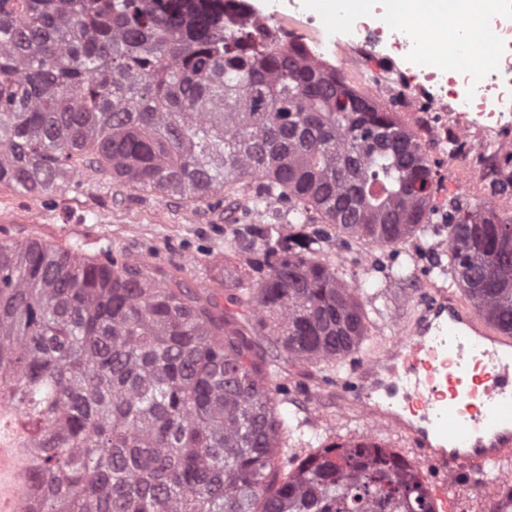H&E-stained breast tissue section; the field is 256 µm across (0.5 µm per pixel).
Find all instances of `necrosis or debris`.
Masks as SVG:
<instances>
[{
    "label": "necrosis or debris",
    "mask_w": 512,
    "mask_h": 512,
    "mask_svg": "<svg viewBox=\"0 0 512 512\" xmlns=\"http://www.w3.org/2000/svg\"><path fill=\"white\" fill-rule=\"evenodd\" d=\"M341 0H264L247 4L246 13L263 26L284 17L300 18L312 32L306 45L310 56L327 61L337 47L364 48L372 62L394 59L402 80H390V88L407 96L413 111H426L428 140L448 161L479 168L486 158L512 151V0H503L490 18L476 17L470 0H448L446 45L451 69L421 65L412 72L406 60L423 39L432 38L431 27L410 29L400 24L389 29L372 28L366 22L332 17L343 15ZM457 86L455 104H448L449 86Z\"/></svg>",
    "instance_id": "obj_1"
}]
</instances>
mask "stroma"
Listing matches in <instances>:
<instances>
[{
  "label": "stroma",
  "instance_id": "1",
  "mask_svg": "<svg viewBox=\"0 0 512 512\" xmlns=\"http://www.w3.org/2000/svg\"><path fill=\"white\" fill-rule=\"evenodd\" d=\"M335 66L357 91L395 111L402 123L424 135L421 118L372 91L368 63L341 48ZM251 197L246 189L232 196L217 195L210 206L199 207L176 196L162 198L119 186L110 173L84 167L65 189L50 195L32 197L0 188V240L38 239L80 249L91 257L104 248L121 251L147 260L161 278L220 301L225 269L243 275L249 271L243 252L225 249V235L261 222H288L285 204H274L259 215L252 209ZM421 281L422 272L416 268L407 280L368 289L362 302L370 325V350L358 353L356 364L391 349L411 315ZM354 379L350 371L326 378L314 367L293 366L287 372L288 392L281 409L301 422L304 437L313 447L366 439L401 455L425 481H432L434 470L409 435L388 419L370 416L369 395L351 393Z\"/></svg>",
  "mask_w": 512,
  "mask_h": 512
}]
</instances>
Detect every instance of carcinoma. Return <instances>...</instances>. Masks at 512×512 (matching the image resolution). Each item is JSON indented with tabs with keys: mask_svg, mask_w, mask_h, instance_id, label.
Listing matches in <instances>:
<instances>
[{
	"mask_svg": "<svg viewBox=\"0 0 512 512\" xmlns=\"http://www.w3.org/2000/svg\"><path fill=\"white\" fill-rule=\"evenodd\" d=\"M87 163L206 205L256 181L253 208L288 201L293 232L249 230L263 248L252 275L224 272L223 309L109 249L0 241V410L24 424L25 512H435L370 441L282 472L297 426L252 337L346 371L383 280L321 261L304 228L430 248L441 222L448 286L512 336V215L441 212L414 132L242 0H0V186L47 195Z\"/></svg>",
	"mask_w": 512,
	"mask_h": 512,
	"instance_id": "cac0c4a2",
	"label": "carcinoma"
}]
</instances>
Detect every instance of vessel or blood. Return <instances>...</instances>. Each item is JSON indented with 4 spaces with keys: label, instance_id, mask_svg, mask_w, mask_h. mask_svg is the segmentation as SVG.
Wrapping results in <instances>:
<instances>
[{
    "label": "vessel or blood",
    "instance_id": "b4317fda",
    "mask_svg": "<svg viewBox=\"0 0 512 512\" xmlns=\"http://www.w3.org/2000/svg\"><path fill=\"white\" fill-rule=\"evenodd\" d=\"M365 377L376 390L402 385L403 413L392 421L428 448L443 475L435 490L444 512L453 508L449 488L491 466L512 469V346L489 335L475 311L432 298Z\"/></svg>",
    "mask_w": 512,
    "mask_h": 512
}]
</instances>
